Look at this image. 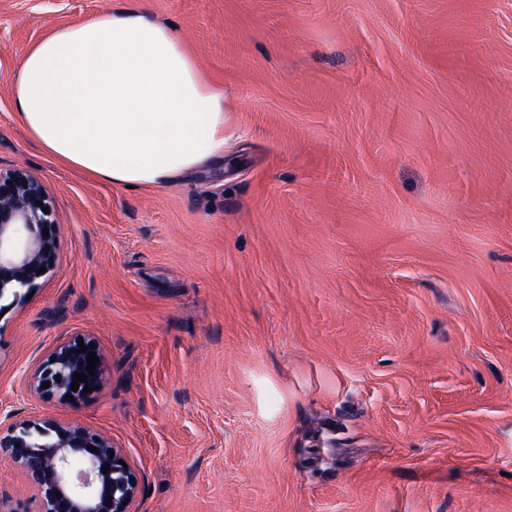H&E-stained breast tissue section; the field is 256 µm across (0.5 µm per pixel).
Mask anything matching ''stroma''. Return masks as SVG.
<instances>
[{
  "label": "stroma",
  "instance_id": "obj_1",
  "mask_svg": "<svg viewBox=\"0 0 512 512\" xmlns=\"http://www.w3.org/2000/svg\"><path fill=\"white\" fill-rule=\"evenodd\" d=\"M143 4L224 86L217 170L128 189L12 107L22 52ZM0 164L58 265L0 300V424L76 420L138 512H512V0H0ZM95 339L100 388L30 369ZM80 339L84 341L86 352H82L79 347ZM89 344L96 345V349H90ZM75 350H80V354H75ZM89 352L96 353L99 358L96 368L93 369L95 376H91L87 372ZM53 357H56L55 362H50ZM77 373L85 374L87 380L86 382H77L79 388L72 391L70 387ZM104 374L105 362L97 343L92 338L76 335L60 342L51 354L33 370L29 387L30 391L42 399L57 400L61 403L73 402L91 393L83 394V388L86 385H89L92 392L95 391ZM44 382H50V387L42 388ZM66 396H69V399H66ZM70 397H73V401H70Z\"/></svg>",
  "mask_w": 512,
  "mask_h": 512
}]
</instances>
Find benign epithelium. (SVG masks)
<instances>
[{
    "mask_svg": "<svg viewBox=\"0 0 512 512\" xmlns=\"http://www.w3.org/2000/svg\"><path fill=\"white\" fill-rule=\"evenodd\" d=\"M44 206L46 188L39 177L17 165L0 166V299L10 289L17 297L20 288L39 287L57 265L58 225ZM81 340L86 351L77 354ZM92 343L93 339L80 335L60 342L33 370L30 391L66 403L70 397L75 401L84 397L86 386L97 389L105 362L100 349H89ZM91 351L99 358L93 376L87 374ZM79 373L87 380L72 391ZM45 382L50 387H43ZM91 445L98 451L89 449ZM0 460L24 477L39 504L37 512H136L139 476L110 437L79 421H20L0 429ZM107 464L110 469L105 474L101 468ZM107 501L111 505H105Z\"/></svg>",
    "mask_w": 512,
    "mask_h": 512,
    "instance_id": "1",
    "label": "benign epithelium"
}]
</instances>
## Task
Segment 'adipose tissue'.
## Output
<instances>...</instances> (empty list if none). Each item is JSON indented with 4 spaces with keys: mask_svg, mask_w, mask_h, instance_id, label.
<instances>
[{
    "mask_svg": "<svg viewBox=\"0 0 512 512\" xmlns=\"http://www.w3.org/2000/svg\"><path fill=\"white\" fill-rule=\"evenodd\" d=\"M13 108L62 164L122 187L163 186L224 156V89L177 30L109 11L25 49Z\"/></svg>",
    "mask_w": 512,
    "mask_h": 512,
    "instance_id": "1",
    "label": "adipose tissue"
}]
</instances>
